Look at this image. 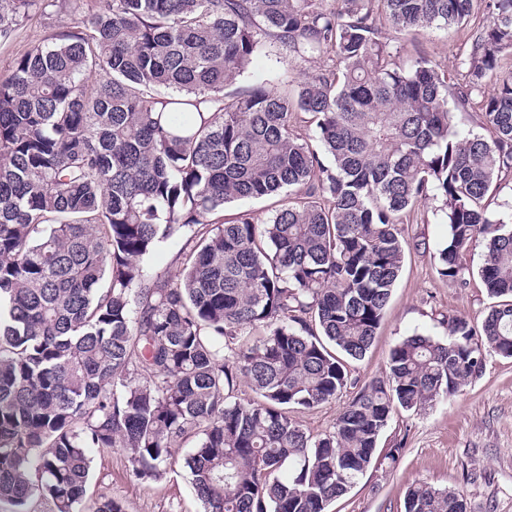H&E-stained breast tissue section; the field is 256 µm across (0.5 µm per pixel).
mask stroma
<instances>
[{
	"mask_svg": "<svg viewBox=\"0 0 512 512\" xmlns=\"http://www.w3.org/2000/svg\"><path fill=\"white\" fill-rule=\"evenodd\" d=\"M72 19L70 0H59L23 21L0 40V75ZM471 31V26L458 25L412 35L391 28L387 36L401 60L424 55L454 71ZM297 78L287 52L271 47L256 56L237 84L280 88ZM404 229L410 246L375 339L362 358L343 360L349 381L361 386L384 375L391 349L406 336L419 332L447 339V316L464 317L477 327L490 304L478 275L483 245L467 253L472 275L467 286L459 287L436 272L447 227L434 209H421ZM196 442V436L184 438L162 478L145 483L130 479L121 449H92L87 495L118 498L125 512H202L185 465ZM414 483L462 492L467 512H512V358L487 351L482 374L454 397L396 412L379 438L371 466L329 512H404L406 491Z\"/></svg>",
	"mask_w": 512,
	"mask_h": 512,
	"instance_id": "stroma-1",
	"label": "stroma"
}]
</instances>
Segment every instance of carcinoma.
Returning a JSON list of instances; mask_svg holds the SVG:
<instances>
[{
    "label": "carcinoma",
    "instance_id": "obj_1",
    "mask_svg": "<svg viewBox=\"0 0 512 512\" xmlns=\"http://www.w3.org/2000/svg\"><path fill=\"white\" fill-rule=\"evenodd\" d=\"M55 2L0 0V38ZM486 7L454 76L396 63L385 28L463 24L475 0H93L15 60L0 78V512H124L86 503L89 449H124L143 483L190 433L203 512H327L397 410L455 395L487 348L512 357V226L489 203L512 172V0ZM269 40L302 79L225 92ZM455 109L490 136L459 134ZM273 196L265 224L224 221ZM429 203L448 226L438 274L466 285L482 241L498 302L479 332L450 315L448 340H401L314 439L294 413L347 385L327 344L366 353L401 225ZM175 234L180 269L153 271ZM239 378L260 400L227 401ZM465 505L423 484L405 497V512ZM279 198L265 200H239L224 207V221L235 220L240 213H251L258 224H263L272 215Z\"/></svg>",
    "mask_w": 512,
    "mask_h": 512
}]
</instances>
